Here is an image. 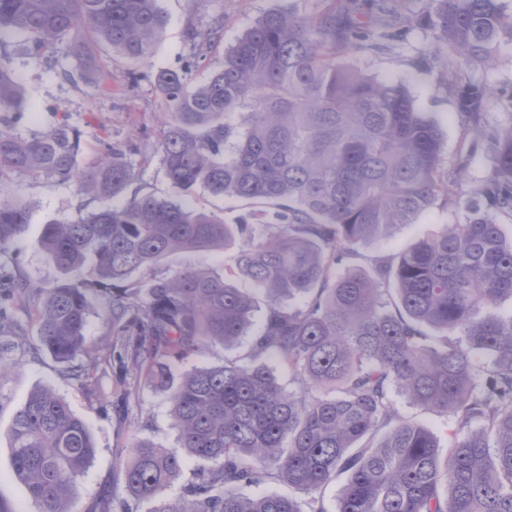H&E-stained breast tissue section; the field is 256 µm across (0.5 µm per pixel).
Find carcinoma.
Returning a JSON list of instances; mask_svg holds the SVG:
<instances>
[{"label": "carcinoma", "instance_id": "1", "mask_svg": "<svg viewBox=\"0 0 512 512\" xmlns=\"http://www.w3.org/2000/svg\"><path fill=\"white\" fill-rule=\"evenodd\" d=\"M303 2L311 7L258 19L200 80L194 73L224 41L222 10L190 29L179 70H129L119 81L102 50L147 63L167 23L158 0H0V45L23 40L29 59L54 61L64 82L109 96L149 82L164 107L157 154L179 197L135 186L132 148L108 135L81 163L64 116L23 133V87L0 61V255L29 222L15 181L46 176L120 199L44 225L39 247L60 271L55 282L5 274L4 288L32 312L38 346L78 380L98 362L85 329L100 298L120 345L109 353L116 400L128 401L130 376L168 394L182 452L147 438L125 448L126 491L160 500L152 512H328L324 492L339 478L334 512H512V317L483 315L512 298V238L490 217L512 212V125L490 139L494 169L465 196L441 171L439 127L406 87L336 60L375 47L379 30L426 24L428 59L448 67L465 129L480 135L490 90L467 73L512 42V10L503 0H422L418 16L390 0ZM197 191L270 209L226 224L187 201ZM439 205L464 221L368 273L344 268ZM238 239L222 277L194 267L156 274L175 254ZM238 278L263 298L235 287ZM20 335L0 306V337ZM247 335L244 356L173 380V365ZM81 356L87 363H75ZM278 368L298 389L279 382ZM397 396L445 416L448 447L403 418ZM7 438L14 477L42 512H76L71 488L96 445L67 402L35 390ZM189 459L202 465L184 497L163 499ZM270 482L301 496L245 493Z\"/></svg>", "mask_w": 512, "mask_h": 512}]
</instances>
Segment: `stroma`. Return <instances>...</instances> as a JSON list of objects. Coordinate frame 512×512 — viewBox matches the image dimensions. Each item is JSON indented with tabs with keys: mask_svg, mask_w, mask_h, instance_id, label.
<instances>
[{
	"mask_svg": "<svg viewBox=\"0 0 512 512\" xmlns=\"http://www.w3.org/2000/svg\"><path fill=\"white\" fill-rule=\"evenodd\" d=\"M291 3L292 0H224V48L209 57L208 68L221 66L224 49L231 47L257 19L271 11L287 10ZM159 5L167 24L146 66L153 74L180 66L182 57L190 51V27L202 26L209 14L205 8L192 9L188 0H159ZM433 41L429 28L415 24L390 31L388 36L379 39L377 48L346 54L345 59L365 75L405 83L419 111L433 120L442 132L444 172H454L460 157H467L468 168L459 188L470 196L494 167L487 136L512 125V42L502 45L493 66L470 72L471 77L493 89L485 106V136L473 140L463 136L456 97L449 90L447 80L441 79L438 69L430 68L424 61ZM5 53L20 75L24 89L26 112L22 129H44L56 121V108H65L69 123L80 134L83 159H90L98 149L103 132H110L115 141H133L139 151L131 160L143 191L163 197L171 195L156 154V120L163 104L149 84H142L126 97H109L90 84L75 87L65 83L52 65L29 63L22 42L8 45ZM20 192L29 208V222L12 247L10 260L20 275L33 283L47 285L58 278L59 272L38 246L43 226L76 219L86 212L104 208L106 202L82 194L76 186L46 177L25 180ZM462 219L463 214L457 209L433 208L420 214L415 223L400 225L386 237L365 245L358 265L365 268L373 259L398 254L415 240ZM237 253V245L232 244L221 251L179 254L172 256L161 272L169 275L192 265L220 275L225 268L234 266ZM0 357L16 363L0 382V503L8 512L41 510L13 475L11 448L6 436L16 412L36 388L51 389L64 398L87 425L95 441V456L85 475L72 488L79 512H91L105 495L117 503L124 499L123 450L133 436L150 438L166 448L177 447V431L170 415L168 396L147 381H135L134 394L121 409L106 400L115 386L110 370L97 371V390L92 393L68 376L45 350L0 345Z\"/></svg>",
	"mask_w": 512,
	"mask_h": 512,
	"instance_id": "35a3bbf8",
	"label": "stroma"
}]
</instances>
